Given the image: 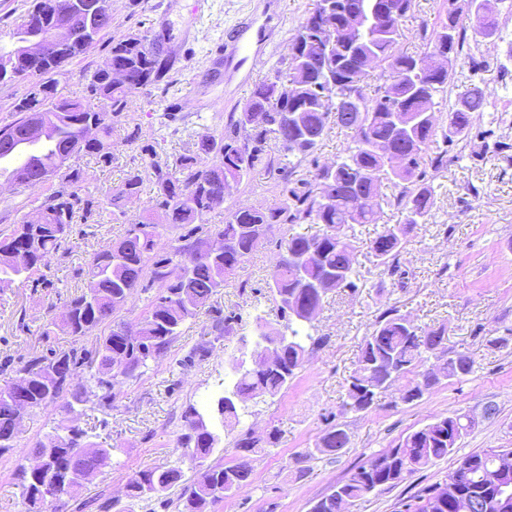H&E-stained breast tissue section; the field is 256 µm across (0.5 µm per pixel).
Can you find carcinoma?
Masks as SVG:
<instances>
[{
  "mask_svg": "<svg viewBox=\"0 0 512 512\" xmlns=\"http://www.w3.org/2000/svg\"><path fill=\"white\" fill-rule=\"evenodd\" d=\"M79 2L83 9L73 12L65 36L68 53L62 57L28 62L17 48L19 41L45 35L43 28L29 25L31 18L44 11V0H34L9 32L12 46L0 45V83H30L27 93L14 102L13 119L0 125V171L4 164L11 165L9 180L19 186L28 180L37 185L60 179L59 189L37 206L36 220L25 221L8 234L0 233V291L46 266L70 240L74 219L79 217L86 224L103 207L102 202L79 194L82 171L71 160L83 154L111 161L112 121L121 117L128 98L147 87L172 83V60L147 48L135 34H112V12L103 13L97 7L107 0ZM467 2L465 13L458 0H443L434 22L420 26L419 50L407 53L398 46L405 37L404 23L413 0H314L297 26L295 36L304 33L306 38L289 58L288 72L278 70L256 84L242 111L230 116L224 132L198 136L172 166L152 163L147 176L156 190L154 208L162 211L163 223L183 233L165 248L160 246L162 233L153 219L129 225L120 241L95 253L84 269L94 284L93 292L70 297L67 319L49 321L41 335L54 336L59 329L69 336H84L110 319L134 290L149 292L157 286L148 313L135 326L112 322L92 350H52L48 356L25 361L16 370V379L0 385V455L17 451V422L25 411L48 406L66 394L70 397L66 413H81L77 406L87 402L88 388L73 380L85 368L95 369L89 380L103 392L102 399L111 400L114 380L120 375L138 376L148 361L167 349L182 325L224 287L275 224H321L323 230L313 236L289 237L273 267L267 289L286 321L283 335L288 343L266 369L255 371L240 367L236 360L231 362L236 379L216 402L224 426L240 423L247 400L274 396L288 387L303 365L307 346L320 341L309 332L313 317L308 309L321 308L325 299L315 286L331 276L334 288L357 290L355 225L375 223L385 206L397 208L402 220L383 226L367 249L389 275H404L399 256L410 233L431 216L433 187L428 170L437 171L448 162V149L441 144L467 138L475 115L492 104L491 94L475 85L448 106L447 127L417 120V113L434 111L435 99L448 95L450 67L467 45L468 29L473 26L485 37L499 31L500 13L487 10L486 0ZM383 6L393 11V17L388 29L379 30L370 25L368 16ZM91 35L97 41L110 36V54L87 77L88 97L70 99L59 89L60 77L85 52ZM435 50L446 55L447 67L426 71L421 63ZM377 68L387 79L396 80L391 89L401 98L403 111L391 109L387 83L378 85L374 95L367 93L364 79ZM297 72L304 73V80L290 98L280 88ZM32 119L44 131L37 144L28 136ZM249 122L253 123L251 135L242 141L238 131ZM331 123L354 130V145L337 157L333 168L318 165L309 177L296 181L291 179L294 171L286 169L274 205L230 209L225 223H207L211 212L224 208L225 182L239 181L264 163L269 139L277 140L284 152L305 159L314 154ZM389 154L404 155L409 164L393 169L387 162ZM147 176L138 168L131 170L109 204L117 208L121 200L139 196ZM385 181H398L402 187L388 196L381 191ZM355 196L369 198L368 206L352 210ZM447 334L444 324L420 327L394 307L384 310L360 346L348 380L346 405L365 412L402 378L408 382L401 400L411 403L443 378L460 380L472 374L474 361L461 352L440 356L441 363L433 371L424 369ZM186 420L181 447L191 460L205 462L217 451L216 431L193 406ZM469 428L464 414L438 418L356 468L336 490L348 503L392 486L406 474L452 454ZM85 436L75 426L58 425L46 441L24 451L44 462L42 470H31L26 463L17 469L26 512H45L48 498L42 486L48 474L63 478L72 471L78 475L62 491L70 495L81 481L111 464L112 449L87 443ZM349 442L347 431L335 425L307 454L337 453ZM257 445L250 431L239 434L235 440L239 462L226 466L217 461L203 467L180 512H207L224 499L225 492L250 482L249 454ZM465 465L470 512H512V508L505 511L489 502L500 473L492 451L463 457L458 467ZM181 479L177 466H147L127 483V497L154 500L166 510L172 502L164 493ZM436 491L430 488L417 503L403 504V512H459L456 496L450 493L441 500L435 497Z\"/></svg>",
  "mask_w": 512,
  "mask_h": 512,
  "instance_id": "carcinoma-1",
  "label": "carcinoma"
}]
</instances>
